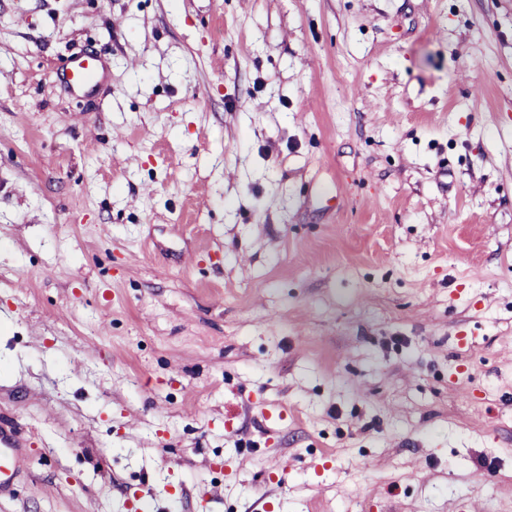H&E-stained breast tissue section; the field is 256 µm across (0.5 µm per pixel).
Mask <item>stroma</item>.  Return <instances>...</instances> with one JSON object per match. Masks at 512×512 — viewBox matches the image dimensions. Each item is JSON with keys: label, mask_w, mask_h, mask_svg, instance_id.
Instances as JSON below:
<instances>
[{"label": "stroma", "mask_w": 512, "mask_h": 512, "mask_svg": "<svg viewBox=\"0 0 512 512\" xmlns=\"http://www.w3.org/2000/svg\"><path fill=\"white\" fill-rule=\"evenodd\" d=\"M0 415V512H512V0H0ZM102 67L101 60L93 55L77 56L62 67L60 80L70 88H85L97 82ZM27 443L18 436V427L0 420V497L11 491L16 475L17 454Z\"/></svg>", "instance_id": "obj_1"}]
</instances>
